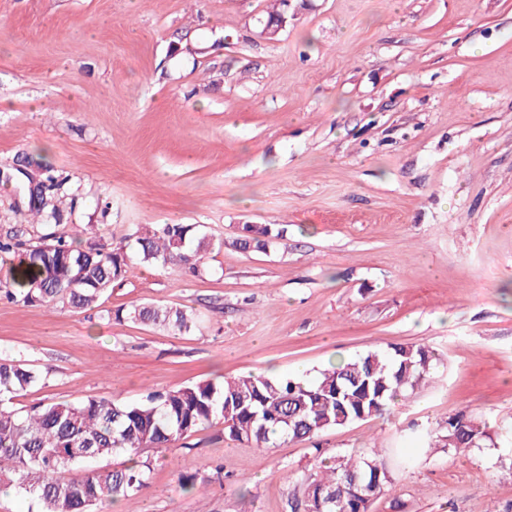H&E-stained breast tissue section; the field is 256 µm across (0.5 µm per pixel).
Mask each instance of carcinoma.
Returning <instances> with one entry per match:
<instances>
[{
	"label": "carcinoma",
	"instance_id": "1",
	"mask_svg": "<svg viewBox=\"0 0 512 512\" xmlns=\"http://www.w3.org/2000/svg\"><path fill=\"white\" fill-rule=\"evenodd\" d=\"M67 183L68 178L42 167L37 199L29 205L37 224L49 226L60 214L57 197ZM89 230L84 242L53 232L35 237L24 229L0 236V258L8 263L0 276V298L22 306L98 308L112 284L137 265H179L198 275L205 254L223 246L192 224L142 227L134 233L133 253L122 244L98 242L97 225ZM281 235L269 224H245L238 243L244 251L265 249ZM104 315L174 333L191 330L197 321L181 308L156 304L131 303L106 309ZM434 360L426 346L400 345L331 363L311 379L248 373L219 384L151 391L136 403L99 397L19 411L7 402L33 386L39 374L22 360L0 358V481L38 500L44 512H92L98 504L132 497L148 486L151 461L137 460L144 448H167L214 423L224 425L230 438L257 448L311 438L382 415L430 378ZM445 424V448L464 451L489 438L486 422L465 411ZM121 454L134 458L132 465H98ZM72 470L77 476H65ZM388 483L376 458L338 455L306 481L300 505L304 512H369Z\"/></svg>",
	"mask_w": 512,
	"mask_h": 512
}]
</instances>
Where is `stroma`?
<instances>
[{
	"instance_id": "stroma-1",
	"label": "stroma",
	"mask_w": 512,
	"mask_h": 512,
	"mask_svg": "<svg viewBox=\"0 0 512 512\" xmlns=\"http://www.w3.org/2000/svg\"><path fill=\"white\" fill-rule=\"evenodd\" d=\"M269 5L0 0V169L68 175L55 233L196 224L221 244L201 275L141 265L106 301L194 312L187 333L0 300V357L40 375L12 405L421 344L434 379L384 415L277 448L207 426L143 449L148 486L93 512H291L350 453L390 473L370 512H512V0H292L274 36ZM28 205L26 181H0V235ZM245 224L286 232L244 251ZM460 411L489 440L422 448Z\"/></svg>"
}]
</instances>
